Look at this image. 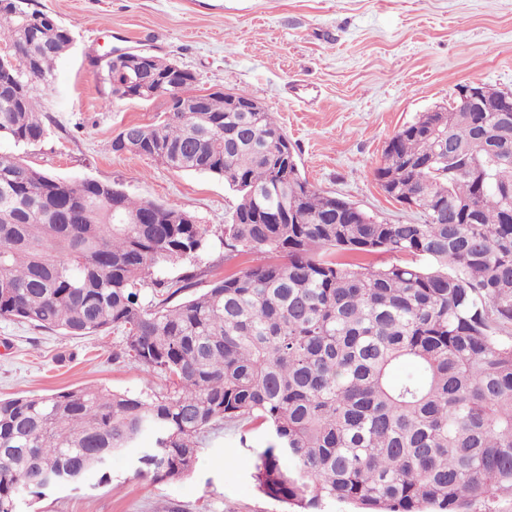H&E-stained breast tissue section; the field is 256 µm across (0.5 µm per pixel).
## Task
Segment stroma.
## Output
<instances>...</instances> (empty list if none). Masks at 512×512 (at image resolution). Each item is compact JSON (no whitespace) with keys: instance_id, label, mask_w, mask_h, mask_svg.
Listing matches in <instances>:
<instances>
[{"instance_id":"1","label":"stroma","mask_w":512,"mask_h":512,"mask_svg":"<svg viewBox=\"0 0 512 512\" xmlns=\"http://www.w3.org/2000/svg\"><path fill=\"white\" fill-rule=\"evenodd\" d=\"M66 26L69 50L35 95L47 134L25 146L0 138V153L65 181L112 183L133 197L195 217L205 246L195 292L246 266L224 258V226L236 203L222 179L179 173L150 158L111 150L127 125L150 124L165 100L113 97L96 59L148 51L191 71L195 92L246 91L273 113L317 190L378 220L415 219L374 177L384 148L419 113L449 103L478 81L512 92V0H32ZM120 333L65 336L0 318V397L84 386L164 390L128 360H113ZM266 436L250 428L206 437L191 475L135 479L113 456L112 482L20 497L17 512H284L251 477Z\"/></svg>"}]
</instances>
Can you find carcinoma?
I'll list each match as a JSON object with an SVG mask.
<instances>
[{"label":"carcinoma","mask_w":512,"mask_h":512,"mask_svg":"<svg viewBox=\"0 0 512 512\" xmlns=\"http://www.w3.org/2000/svg\"><path fill=\"white\" fill-rule=\"evenodd\" d=\"M27 0L0 9L32 75L0 72V136H45L34 87L69 49L68 29ZM112 94L125 76L105 69ZM169 82L167 111L126 134L135 153L177 172L211 174L236 193L224 252L250 264L169 305L197 274L199 225L178 208L94 180L66 182L0 154V318L67 336L123 335L127 358L166 390L84 387L0 399V512L19 496L70 488L149 439L134 476L179 481L205 434L258 423L269 433L252 478L291 512L326 500L358 512H471L512 497V112H423L385 147L374 177L415 209L387 224L302 177L272 115L239 112L222 92ZM202 98L204 112H174ZM411 264L376 267L373 254ZM168 289L157 304L142 287ZM409 364L414 372L394 376Z\"/></svg>","instance_id":"cac0c4a2"}]
</instances>
